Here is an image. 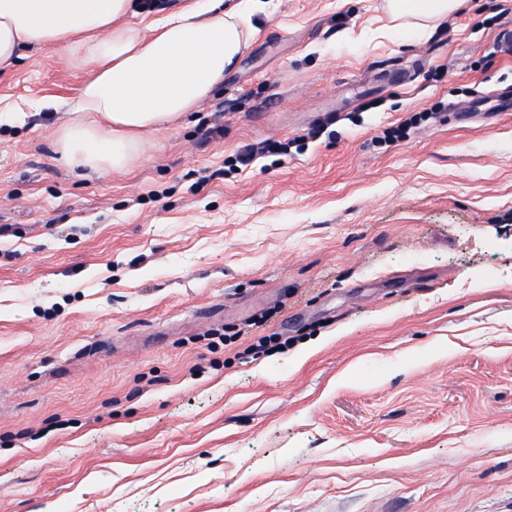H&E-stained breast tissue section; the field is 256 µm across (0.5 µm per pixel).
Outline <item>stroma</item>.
I'll return each instance as SVG.
<instances>
[{"label":"stroma","mask_w":512,"mask_h":512,"mask_svg":"<svg viewBox=\"0 0 512 512\" xmlns=\"http://www.w3.org/2000/svg\"><path fill=\"white\" fill-rule=\"evenodd\" d=\"M253 24L127 174L0 76V512H512V0ZM468 0H388L389 12L397 18L431 22L460 10Z\"/></svg>","instance_id":"stroma-1"}]
</instances>
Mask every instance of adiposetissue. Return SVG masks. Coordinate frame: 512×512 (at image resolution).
I'll list each match as a JSON object with an SVG mask.
<instances>
[{
	"instance_id": "1",
	"label": "adipose tissue",
	"mask_w": 512,
	"mask_h": 512,
	"mask_svg": "<svg viewBox=\"0 0 512 512\" xmlns=\"http://www.w3.org/2000/svg\"><path fill=\"white\" fill-rule=\"evenodd\" d=\"M466 0H388L397 18L431 22ZM263 0H189L147 28L130 24L134 0H0V73L27 47L54 49L90 67L75 96L43 99L72 120L56 148L65 163L125 173L149 136L193 111L222 84L255 31Z\"/></svg>"
}]
</instances>
